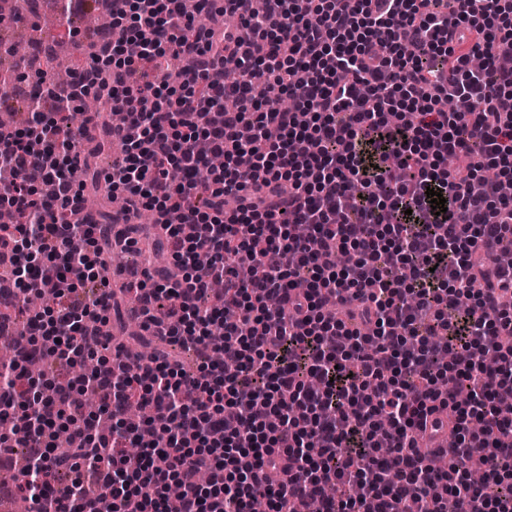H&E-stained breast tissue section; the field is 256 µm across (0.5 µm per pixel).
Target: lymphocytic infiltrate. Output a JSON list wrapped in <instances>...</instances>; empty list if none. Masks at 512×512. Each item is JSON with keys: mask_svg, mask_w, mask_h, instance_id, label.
I'll return each instance as SVG.
<instances>
[{"mask_svg": "<svg viewBox=\"0 0 512 512\" xmlns=\"http://www.w3.org/2000/svg\"><path fill=\"white\" fill-rule=\"evenodd\" d=\"M111 2L73 76L99 139L82 141L62 93L0 128V199L20 217L0 230V335L19 295L62 298L0 363V459L17 444L30 460L17 492L34 512H512V0H231L203 23L183 0ZM114 112L104 185L123 220L174 215L160 243L180 271L121 268L143 331L168 344L132 365L99 341L113 291L70 280L105 279L102 229L67 214ZM48 325L43 401L18 384ZM89 355L80 388L58 380ZM134 396L145 423L126 417ZM440 410L444 470L417 439Z\"/></svg>", "mask_w": 512, "mask_h": 512, "instance_id": "f902f5d3", "label": "lymphocytic infiltrate"}]
</instances>
